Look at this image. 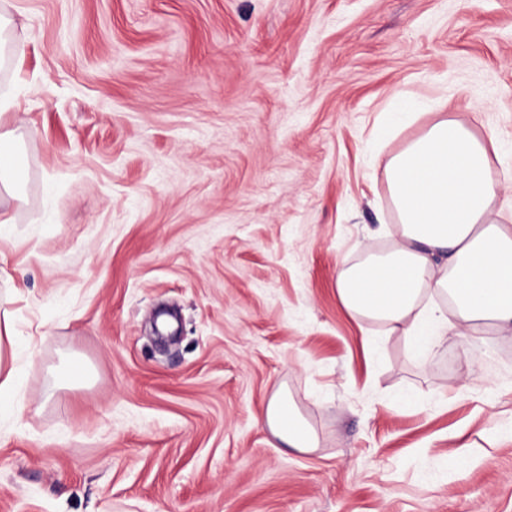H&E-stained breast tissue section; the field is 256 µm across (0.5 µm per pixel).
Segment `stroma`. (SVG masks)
Masks as SVG:
<instances>
[{"label": "stroma", "instance_id": "obj_1", "mask_svg": "<svg viewBox=\"0 0 512 512\" xmlns=\"http://www.w3.org/2000/svg\"><path fill=\"white\" fill-rule=\"evenodd\" d=\"M0 512H512V333L427 360L336 282L387 250L377 156L491 132L512 201V0H0ZM421 116L379 129L400 97ZM90 369L71 384L69 360ZM287 389L319 446L257 422ZM466 459L452 469L449 459ZM10 133L0 132V186L10 192L16 168V152ZM20 385L13 367L3 363L0 354V419L5 415H12L19 407Z\"/></svg>", "mask_w": 512, "mask_h": 512}]
</instances>
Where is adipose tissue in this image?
Segmentation results:
<instances>
[{
  "label": "adipose tissue",
  "instance_id": "1",
  "mask_svg": "<svg viewBox=\"0 0 512 512\" xmlns=\"http://www.w3.org/2000/svg\"><path fill=\"white\" fill-rule=\"evenodd\" d=\"M499 155L494 135L444 115L382 162L397 245L347 267L336 291L351 315L401 333L413 358L426 359L452 330L464 336L488 323L512 332V225L496 208ZM259 422L287 447L318 446L286 390Z\"/></svg>",
  "mask_w": 512,
  "mask_h": 512
}]
</instances>
